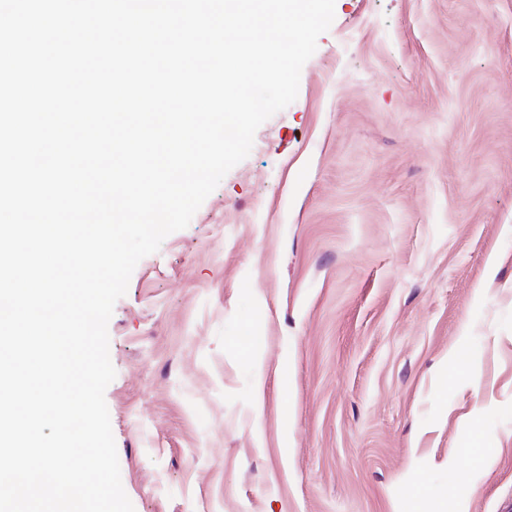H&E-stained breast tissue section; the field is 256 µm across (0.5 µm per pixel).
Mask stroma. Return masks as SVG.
I'll return each instance as SVG.
<instances>
[{"label": "stroma", "mask_w": 512, "mask_h": 512, "mask_svg": "<svg viewBox=\"0 0 512 512\" xmlns=\"http://www.w3.org/2000/svg\"><path fill=\"white\" fill-rule=\"evenodd\" d=\"M108 332L134 512H512V0H336Z\"/></svg>", "instance_id": "stroma-1"}]
</instances>
